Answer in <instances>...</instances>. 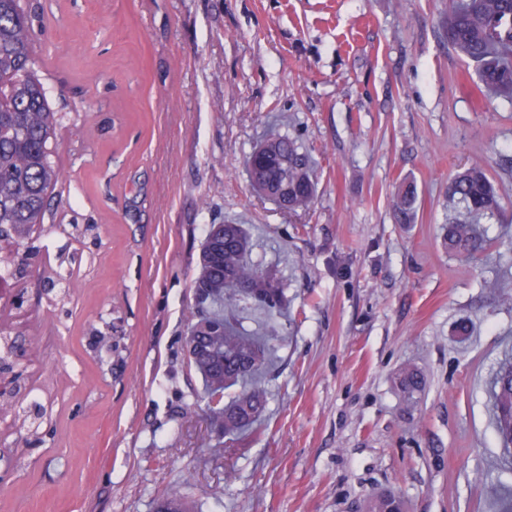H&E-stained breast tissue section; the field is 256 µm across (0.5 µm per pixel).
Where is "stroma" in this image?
<instances>
[{"mask_svg":"<svg viewBox=\"0 0 512 512\" xmlns=\"http://www.w3.org/2000/svg\"><path fill=\"white\" fill-rule=\"evenodd\" d=\"M35 68L62 112V177L11 316L16 403L40 444L0 439V512H496L512 485L490 383L512 362V103L444 35L449 0H39ZM311 158V209L252 189L270 135ZM481 160L501 208L477 261L448 252V183ZM416 218L395 223L402 182ZM246 225L285 308L266 410L218 436L185 336L210 224ZM95 225L88 236L77 226ZM493 280L483 288L480 278ZM69 289L51 302L49 286ZM469 333L457 335L458 324ZM119 343L91 346L94 332ZM407 365L424 391L396 388Z\"/></svg>","mask_w":512,"mask_h":512,"instance_id":"stroma-1","label":"stroma"}]
</instances>
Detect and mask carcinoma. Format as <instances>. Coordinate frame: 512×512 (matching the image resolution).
<instances>
[{
    "instance_id": "obj_1",
    "label": "carcinoma",
    "mask_w": 512,
    "mask_h": 512,
    "mask_svg": "<svg viewBox=\"0 0 512 512\" xmlns=\"http://www.w3.org/2000/svg\"><path fill=\"white\" fill-rule=\"evenodd\" d=\"M35 8L23 0H0V234L4 243L23 245L30 228L45 223L47 195L61 178L52 160V140L59 125L57 111L29 61L38 41ZM448 45L471 68L484 93L512 102V0H451ZM273 159L259 171L262 179L288 180L286 210L307 211L315 181L307 155L297 141L282 134ZM448 197L460 204L465 219L448 222V251L470 259L493 244L481 222L500 208L499 196L485 166L473 162L448 183ZM415 187L399 190L393 204L396 223L415 219ZM251 243L242 224L224 225L219 235L207 225L192 280L194 306L186 337L190 364L205 382L204 408L211 427L224 437L235 436L262 415L267 391L259 375L270 363L267 348L256 336L234 324L235 312L248 302L265 312L266 328L275 333L283 305L282 285L249 260ZM417 367L399 375L404 395L412 399L423 389ZM241 386L220 410L210 405L216 393ZM497 432L504 447L512 446V363L498 370L492 388Z\"/></svg>"
}]
</instances>
